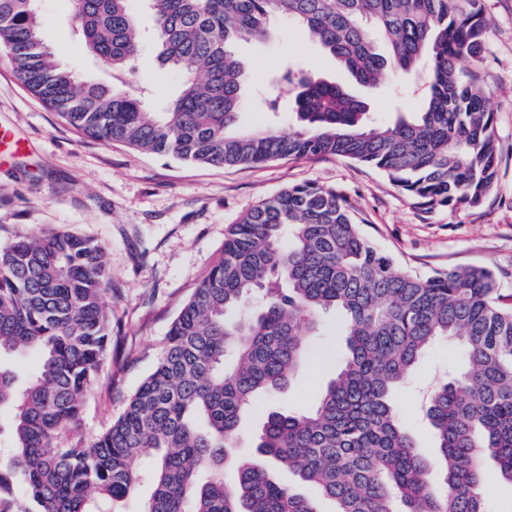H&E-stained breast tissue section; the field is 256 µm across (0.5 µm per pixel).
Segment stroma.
<instances>
[{"instance_id": "35a3bbf8", "label": "stroma", "mask_w": 512, "mask_h": 512, "mask_svg": "<svg viewBox=\"0 0 512 512\" xmlns=\"http://www.w3.org/2000/svg\"><path fill=\"white\" fill-rule=\"evenodd\" d=\"M489 27L479 65L481 84L494 110L498 177L476 208L422 209L380 171L343 158L299 159L260 166L192 164L83 137L60 121L15 78L0 53V125L29 144L26 155L0 161V244L15 239L73 233L103 248L111 281L103 303L112 325V347L88 393L71 442L90 445L123 410L124 399L149 373L171 322L220 257L227 225L281 189L307 182L345 195L361 218L364 233L399 268L429 276L455 266L491 269L503 294H512V0H483ZM44 41L54 59L81 79L111 84L110 72L92 58L73 32L66 0H42ZM273 40L263 46L238 44L236 52L251 78L242 128L295 124L293 94L275 83L287 60L340 81L334 58L302 32L278 18ZM148 88L152 109H165L180 79L161 71L152 43H145L126 88ZM381 120L415 105L405 84L388 79L378 88L355 87ZM278 99L277 114L260 100ZM341 317L330 314L308 346V362L297 379L263 401L239 432L237 450L247 455L264 412L315 405L343 360ZM463 347L437 339L394 394L403 422L420 452L433 451V432L421 391L436 377L461 365Z\"/></svg>"}]
</instances>
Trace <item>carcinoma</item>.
I'll use <instances>...</instances> for the list:
<instances>
[{"mask_svg":"<svg viewBox=\"0 0 512 512\" xmlns=\"http://www.w3.org/2000/svg\"><path fill=\"white\" fill-rule=\"evenodd\" d=\"M141 2L159 66L182 77L163 112L56 64L35 0H0V51L44 106L107 145L219 167L344 158L379 170L425 209L476 207L492 191L482 0ZM70 3L87 51L125 81L142 46L130 0ZM275 17L302 28L362 87L390 72L423 78L418 110L370 121L347 84L286 66L280 80L297 84V129L237 130L249 72L235 47L270 40ZM361 223L335 189L303 184L228 225L222 256L172 321L151 371L88 446L61 437L112 345L102 249L69 233L1 245L0 360L34 351L41 362L21 390L0 365V410L14 411L11 444L0 448V512H113L145 477L152 491L141 512H322L276 479L280 468L315 486L332 512H397V500L402 512H485V459L512 485V295L487 267L400 270ZM330 312L342 315L341 367L312 408L266 415L256 456L226 483L244 419L297 376ZM439 337L462 342L465 357L427 395L433 457L417 450L393 395Z\"/></svg>","mask_w":512,"mask_h":512,"instance_id":"carcinoma-1","label":"carcinoma"}]
</instances>
